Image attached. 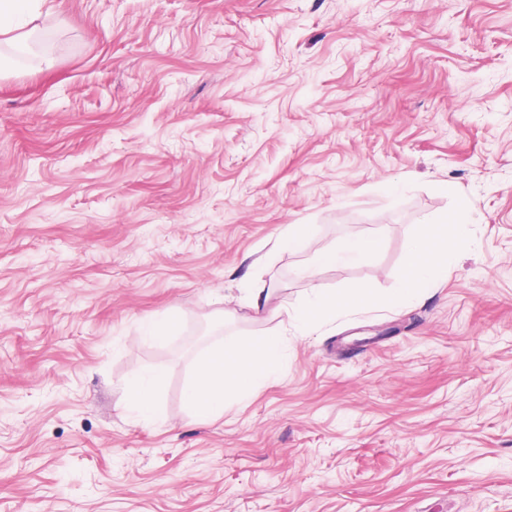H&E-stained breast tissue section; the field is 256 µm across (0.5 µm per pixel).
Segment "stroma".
<instances>
[{"mask_svg":"<svg viewBox=\"0 0 512 512\" xmlns=\"http://www.w3.org/2000/svg\"><path fill=\"white\" fill-rule=\"evenodd\" d=\"M40 12L0 72V512H512V0ZM462 202L476 244L426 296L188 413L208 346L285 333L312 284L388 292ZM289 224L307 250L271 253ZM349 232L382 236L372 261L298 276ZM152 368L144 423L127 387ZM174 319L173 315L166 317H149L141 325V338L145 340H160L166 338V333ZM165 380L160 369H148L137 375L129 388V407L140 421H151L158 416L155 396Z\"/></svg>","mask_w":512,"mask_h":512,"instance_id":"stroma-1","label":"stroma"}]
</instances>
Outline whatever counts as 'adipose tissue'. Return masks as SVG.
I'll return each mask as SVG.
<instances>
[{"label":"adipose tissue","instance_id":"obj_1","mask_svg":"<svg viewBox=\"0 0 512 512\" xmlns=\"http://www.w3.org/2000/svg\"><path fill=\"white\" fill-rule=\"evenodd\" d=\"M471 214L460 205L452 214L420 225L409 247V259L398 287L379 294L363 286L327 291L310 288L303 299L288 308V326L305 337L324 325L365 310H392L420 298L456 262L460 251L474 244L469 235ZM378 237L349 235L330 250L317 253L314 265L362 264L380 250ZM288 357L284 337L228 338L208 348L197 359L185 391L186 406L198 419L223 418L227 409L243 403L259 389L280 379ZM165 380L159 369L137 375L129 388V407L138 420L147 422L159 413L155 396Z\"/></svg>","mask_w":512,"mask_h":512}]
</instances>
